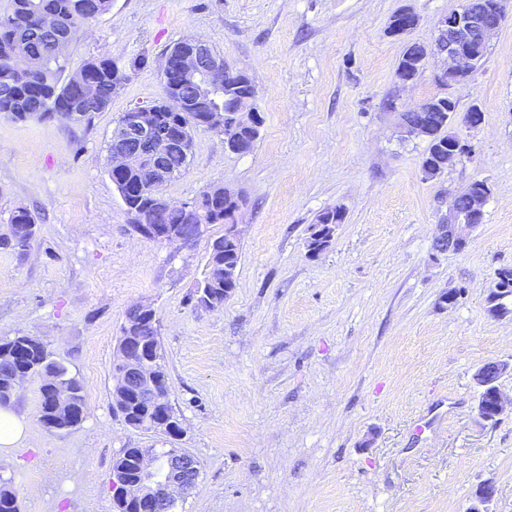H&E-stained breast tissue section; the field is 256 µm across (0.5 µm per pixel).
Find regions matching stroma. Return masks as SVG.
<instances>
[{
  "label": "stroma",
  "mask_w": 512,
  "mask_h": 512,
  "mask_svg": "<svg viewBox=\"0 0 512 512\" xmlns=\"http://www.w3.org/2000/svg\"><path fill=\"white\" fill-rule=\"evenodd\" d=\"M466 3L112 0L68 49L73 70L99 55L147 58L110 107L88 125L0 115V235L17 208L37 222L25 255L0 247V339H40L87 407L54 432L37 381L17 393L25 437L0 448V477L22 512H116L121 449L171 444L201 463L176 512H466L488 483V512H512V372L493 422L474 379L485 362H512V297L495 288L512 268V0L484 63L449 84L439 22ZM405 7L417 27L390 35ZM189 36L250 77L263 118L243 155L197 133L188 169L163 187L175 203L214 186L243 202L237 286L214 310L195 291L223 225L185 246L144 239L109 176L120 116L161 97L167 50ZM410 40L428 62L404 87L394 72ZM435 96L456 100L451 130L472 153L428 180L427 143L401 136L399 114ZM474 107L476 129L461 119ZM477 179L493 187L482 224L463 251L436 252L452 195ZM336 206L344 224L309 255L310 225ZM139 303L155 311L184 430L172 442L112 407L114 348Z\"/></svg>",
  "instance_id": "obj_1"
}]
</instances>
